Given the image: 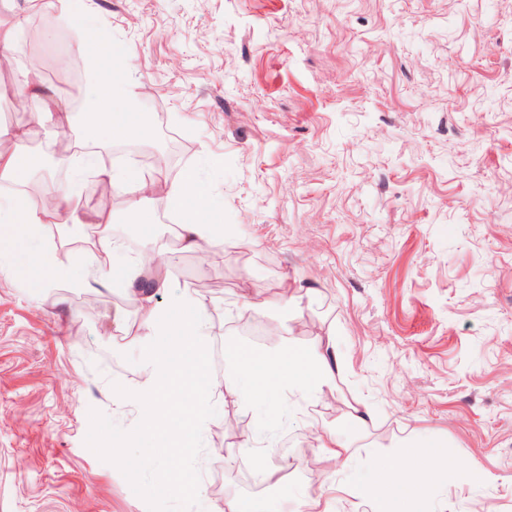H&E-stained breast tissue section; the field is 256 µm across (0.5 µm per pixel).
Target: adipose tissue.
Returning <instances> with one entry per match:
<instances>
[{"label":"adipose tissue","instance_id":"adipose-tissue-1","mask_svg":"<svg viewBox=\"0 0 512 512\" xmlns=\"http://www.w3.org/2000/svg\"><path fill=\"white\" fill-rule=\"evenodd\" d=\"M90 97L88 120L79 130L80 139L94 142L103 133L112 139L142 135L143 124L132 119L136 93L131 84L99 79L92 84ZM167 195L178 207L185 201L193 202L196 215L180 224L178 236L185 249L204 251L216 239V218L208 201L197 194L194 174L184 172L177 183L168 186ZM77 202V195L71 192L58 194L48 209L31 206L21 195L1 201L0 240L18 226L36 235L48 225L63 224ZM71 241V235L60 234L58 243L40 254L44 287L62 282L75 288L89 287V280L76 277L71 264L61 257L63 246ZM84 253L98 280L135 301L142 313L137 339L145 380L120 392L118 398L137 412V440L151 441L157 448L158 477L167 488L189 490L178 460L197 448L205 423L223 415L228 402L243 407L296 394L313 399L334 387L340 368L334 341L300 345L288 337L290 309L296 306V298L277 304L248 302V309L271 318L281 339L274 347L260 348L225 337L224 375L232 380L231 387L226 388L209 376L210 352L205 338L213 325L202 299L184 291L165 306H158L156 295L167 286L160 267L151 268L132 259L126 266L116 267L114 247L105 239L86 247ZM430 462V457L411 453L398 461L382 462L376 474L354 487L352 493L367 500L372 512H426L419 486Z\"/></svg>","mask_w":512,"mask_h":512}]
</instances>
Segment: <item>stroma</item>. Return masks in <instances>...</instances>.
Listing matches in <instances>:
<instances>
[{
	"mask_svg": "<svg viewBox=\"0 0 512 512\" xmlns=\"http://www.w3.org/2000/svg\"><path fill=\"white\" fill-rule=\"evenodd\" d=\"M20 22L0 63V127L26 128L33 176L78 184L71 234H146L132 196L101 199L53 150L71 127L34 125L14 109L25 46L56 64L87 63L110 45L121 78L149 86L147 140L176 137L178 171H193L224 227L209 261L168 249L169 294L249 313L242 292L303 296L291 339L330 338L336 387L240 411L247 428L290 439L286 487L249 488L220 469L237 455L220 421L182 462L199 493L166 490L132 448L113 443L135 421L116 391L141 378L131 333L112 322L140 311L117 290L47 289L36 253L0 270V512H210L227 498L271 499L294 512L319 482L335 512H371L344 487L401 458L419 436L444 444L423 493L431 512H512V0H12ZM97 41L78 44L85 26ZM169 294L158 297L166 304ZM369 407L349 435V459L319 468L305 448L319 424L343 428L350 404Z\"/></svg>",
	"mask_w": 512,
	"mask_h": 512,
	"instance_id": "35a3bbf8",
	"label": "stroma"
}]
</instances>
